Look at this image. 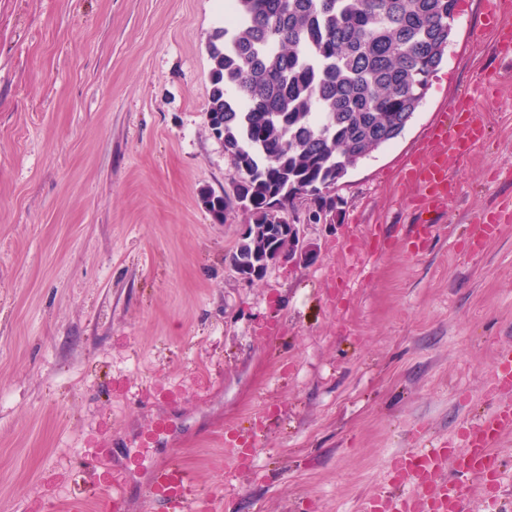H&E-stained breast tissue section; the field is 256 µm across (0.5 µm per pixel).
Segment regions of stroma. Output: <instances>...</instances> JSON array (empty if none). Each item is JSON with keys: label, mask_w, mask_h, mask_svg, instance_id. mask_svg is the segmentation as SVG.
Instances as JSON below:
<instances>
[{"label": "stroma", "mask_w": 512, "mask_h": 512, "mask_svg": "<svg viewBox=\"0 0 512 512\" xmlns=\"http://www.w3.org/2000/svg\"><path fill=\"white\" fill-rule=\"evenodd\" d=\"M216 0H0V512H62L104 444L172 456L217 512H362L406 452L459 443L512 349V55L486 0L403 134L349 169L308 256L242 281L249 221L200 189L235 175L205 112ZM486 137L425 249L401 176L437 112ZM500 231L470 251L482 218ZM171 436L149 440L156 424ZM261 421L252 458L224 431Z\"/></svg>", "instance_id": "obj_1"}]
</instances>
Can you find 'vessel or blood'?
<instances>
[{"instance_id":"b4317fda","label":"vessel or blood","mask_w":512,"mask_h":512,"mask_svg":"<svg viewBox=\"0 0 512 512\" xmlns=\"http://www.w3.org/2000/svg\"><path fill=\"white\" fill-rule=\"evenodd\" d=\"M487 22L496 34L500 51L512 53V14L489 9ZM485 138V126L471 105L458 103L439 112L430 137L407 167L404 196L419 216L411 237L413 249H422L433 229L428 213L438 211L458 184L452 173L460 160ZM496 391H512V353L501 354L494 367ZM512 433V404L503 403L489 412L481 425L465 431L460 446L434 447L406 454L393 472L397 485H412L413 493L368 500L363 512H465L469 481L480 492L490 493L501 472L497 448ZM452 466L455 476L440 478L444 466ZM153 505V512H194L196 497L188 471L172 460L156 464L150 479L141 488ZM129 499L126 481H116L94 490L93 501L75 499L68 512H125Z\"/></svg>"}]
</instances>
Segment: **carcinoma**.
Here are the masks:
<instances>
[{
  "label": "carcinoma",
  "instance_id": "cac0c4a2",
  "mask_svg": "<svg viewBox=\"0 0 512 512\" xmlns=\"http://www.w3.org/2000/svg\"><path fill=\"white\" fill-rule=\"evenodd\" d=\"M458 0H232L209 38L210 134L237 177L200 200L213 220L250 214L239 273L288 248L298 196L325 205L348 169L402 135L448 50Z\"/></svg>",
  "mask_w": 512,
  "mask_h": 512
}]
</instances>
